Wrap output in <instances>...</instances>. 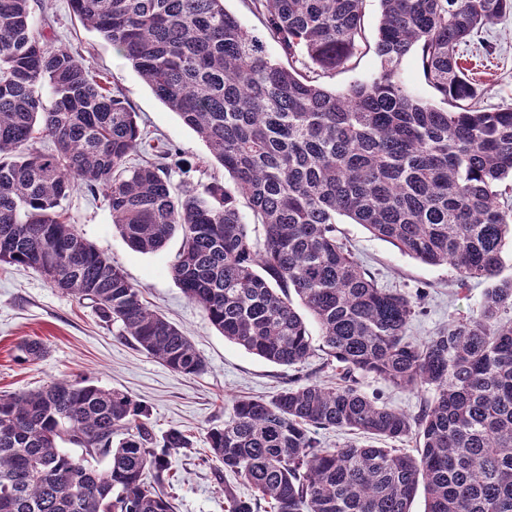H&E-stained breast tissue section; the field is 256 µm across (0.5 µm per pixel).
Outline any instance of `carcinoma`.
<instances>
[{"instance_id":"carcinoma-1","label":"carcinoma","mask_w":512,"mask_h":512,"mask_svg":"<svg viewBox=\"0 0 512 512\" xmlns=\"http://www.w3.org/2000/svg\"><path fill=\"white\" fill-rule=\"evenodd\" d=\"M364 2L251 0L285 67L224 0H71L231 178L176 193L173 150L146 149L137 114L79 52L50 45L30 0H0V263L91 301L171 371L201 374L190 337L63 216L80 187L105 199L137 252L181 232L172 277L225 340L295 366L314 355L308 321L319 326L339 383L239 398L207 431L209 457L252 492L224 484V512H410L421 486L425 512H512V277H500L512 212L498 205L512 179V108L478 109L458 54L512 0H381L377 74L330 91L294 63L344 68L363 40ZM413 49L443 106L405 88ZM147 151L153 160L127 165ZM341 217L451 265L462 285L490 283L480 308L412 339L413 300L378 287L336 236ZM17 350L31 362L44 347L28 339ZM366 377L431 397L410 415L362 391ZM322 429L372 442L328 448ZM411 434L413 451L385 447ZM65 443L105 455L106 467ZM192 447L179 428L157 443L148 406L118 389L57 380L1 393L0 512H174L169 457Z\"/></svg>"}]
</instances>
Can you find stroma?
<instances>
[{"mask_svg": "<svg viewBox=\"0 0 512 512\" xmlns=\"http://www.w3.org/2000/svg\"><path fill=\"white\" fill-rule=\"evenodd\" d=\"M381 11L380 0H365V49L359 50L347 67L322 75V85L341 93L378 72L379 61L367 46L376 40ZM47 15L56 46L78 51L92 73L109 78L137 112L138 123L152 144L170 143L179 148V155L170 160L176 188L223 180L224 169L204 142L155 96L111 44L83 27L70 0H49ZM462 52V63L480 90L478 107H512V11L464 45ZM63 207L84 237L141 289L147 305L186 332L204 359L205 370L197 376L172 372L121 339L117 326L102 322L90 301H79L50 287L33 269L1 264L0 393L34 390L61 378L88 379L144 401L155 435L171 428L194 435L193 449L170 458V493L176 512H224V484L216 480L212 463L202 460L207 429L231 416L235 399H270L288 382L306 376L332 386L335 370L324 367L318 355L302 366L276 365L226 341L201 309L187 300L170 273L181 235H174L159 251L142 254L115 232L112 214L101 198L78 189ZM336 234L379 286L400 289L418 302L407 330L414 339L432 336L448 320L476 311L483 301L485 283L458 286L456 272L449 265L424 264L346 219L337 224ZM25 339L41 340L47 348L45 356L34 362L17 361L16 346ZM363 387L381 403L410 414L416 413L427 397L424 390L398 388L373 377L364 379Z\"/></svg>", "mask_w": 512, "mask_h": 512, "instance_id": "stroma-1", "label": "stroma"}]
</instances>
